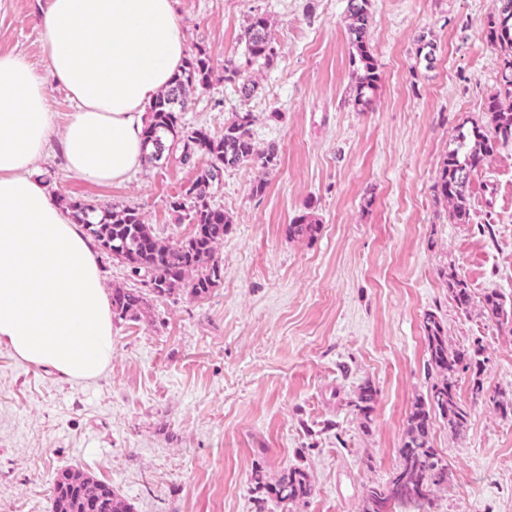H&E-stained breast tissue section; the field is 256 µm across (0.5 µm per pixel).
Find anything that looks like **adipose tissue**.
Wrapping results in <instances>:
<instances>
[{
	"label": "adipose tissue",
	"instance_id": "1",
	"mask_svg": "<svg viewBox=\"0 0 512 512\" xmlns=\"http://www.w3.org/2000/svg\"><path fill=\"white\" fill-rule=\"evenodd\" d=\"M48 71L0 53V347L69 380L112 362V309L95 243L38 177L60 148L95 184L126 181L144 160L145 105L186 55L174 0H45ZM65 88V122L48 105Z\"/></svg>",
	"mask_w": 512,
	"mask_h": 512
}]
</instances>
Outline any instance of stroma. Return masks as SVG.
<instances>
[{
    "mask_svg": "<svg viewBox=\"0 0 512 512\" xmlns=\"http://www.w3.org/2000/svg\"><path fill=\"white\" fill-rule=\"evenodd\" d=\"M187 50L212 55L209 89L182 112L186 127L222 133L253 112L258 149L278 163L263 194L248 164L225 168L214 206L231 219L222 281L206 298L154 300L113 323L112 363L68 381L0 349V512H51L56 473L108 482L133 512H256L255 477L306 468L315 492L289 512H358L365 485L385 482L412 404L434 380L422 330L441 317L451 343L481 341L486 384L512 390V335L460 312L448 277L512 307V142L470 180L471 221L454 224L433 185L458 127L483 119L503 58L485 36L496 0H370L368 47L380 73L373 106L354 111L347 0H175ZM264 15L277 58L254 66L242 99L224 80L250 15ZM36 0H0V53L38 71ZM433 48L419 61V42ZM53 195L133 206L166 240L193 226L169 201L193 175L171 157L111 185L66 170L60 151L38 163ZM307 214L313 240L287 224ZM371 382L369 425L349 403ZM458 396L466 430L434 417L431 441L454 474L435 512H512V419Z\"/></svg>",
    "mask_w": 512,
    "mask_h": 512,
    "instance_id": "obj_1",
    "label": "stroma"
}]
</instances>
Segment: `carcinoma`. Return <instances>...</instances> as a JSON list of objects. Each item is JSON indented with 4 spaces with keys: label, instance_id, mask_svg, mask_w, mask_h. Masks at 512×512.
<instances>
[{
    "label": "carcinoma",
    "instance_id": "1",
    "mask_svg": "<svg viewBox=\"0 0 512 512\" xmlns=\"http://www.w3.org/2000/svg\"><path fill=\"white\" fill-rule=\"evenodd\" d=\"M369 2L348 0L347 5L348 33L355 50L352 63L363 70L355 74L351 98V105L358 112L369 108L379 82L367 47ZM268 27L266 17L251 15L240 34L243 53L224 59V80L239 84L245 97L254 91L249 69L256 64L269 68L276 58ZM486 39L503 55L502 87L487 103V123L459 127L454 147L442 159L434 184V191L448 205V217L455 224L470 220L465 187L471 175L485 166L498 144L512 140V0H498L496 13L487 22ZM212 72L210 51L196 47L171 86L149 103L143 133L144 143L150 147L144 156L145 164L157 165L168 153L179 149L181 163L195 170L194 178L170 201L173 212L186 214L194 224L188 238L176 243L159 239L135 207L101 210L83 200L60 197L62 205L84 224L103 253L124 264L132 275L143 278L142 288L112 289L114 319H136L149 310L152 299L181 290L196 299L209 296L222 278L218 249L230 231L224 210L211 204L213 189L219 186L224 168L250 163L258 170L252 192L261 194L277 165L275 146L263 152L256 149L254 115L248 110L235 113L220 135L204 128L185 127L181 120L185 101L211 86ZM319 230L320 225L302 214L287 225L286 233L290 239H313ZM448 294L464 313L476 306L487 320L500 326L512 325V311L506 310L502 295L496 291L476 301L468 280L453 277L448 279ZM422 328L434 381L427 397L416 401L408 413L398 465L386 482L363 490L359 512H393L394 505L404 502H416L420 512H431L437 493L448 489L452 482L448 462L431 444L433 415L439 414L454 436L464 430L469 413L458 400L456 377L470 368L483 346L478 340L466 347L451 344L444 325L433 313L424 316ZM471 394L473 401L490 406L505 417L512 416V397L499 387L484 384L478 374L472 377ZM376 395L367 382L351 402L353 412L365 425L371 421ZM255 483L265 490L262 502L271 499L283 507V512L314 493L309 472L300 466L289 468L274 484H265L258 476ZM51 512H132V508L112 485L80 470L67 469L54 478Z\"/></svg>",
    "mask_w": 512,
    "mask_h": 512
}]
</instances>
